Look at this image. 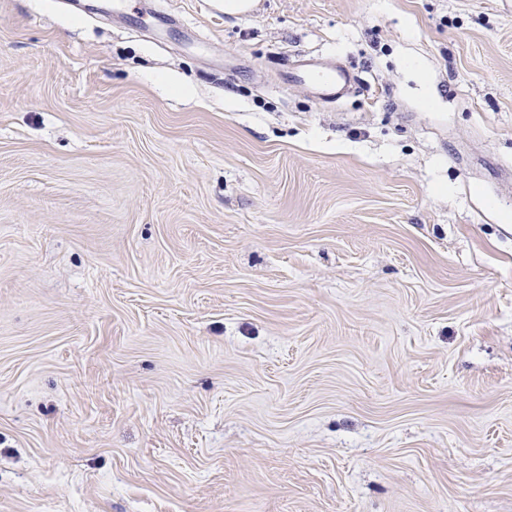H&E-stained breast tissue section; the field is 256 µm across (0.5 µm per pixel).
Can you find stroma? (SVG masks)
<instances>
[{"label":"stroma","mask_w":512,"mask_h":512,"mask_svg":"<svg viewBox=\"0 0 512 512\" xmlns=\"http://www.w3.org/2000/svg\"><path fill=\"white\" fill-rule=\"evenodd\" d=\"M0 512H512V0H0ZM351 78L348 70L336 69L310 59L301 68L298 66L288 71V78L283 84L286 89L293 84L307 85L321 100L336 102L351 83Z\"/></svg>","instance_id":"35a3bbf8"}]
</instances>
